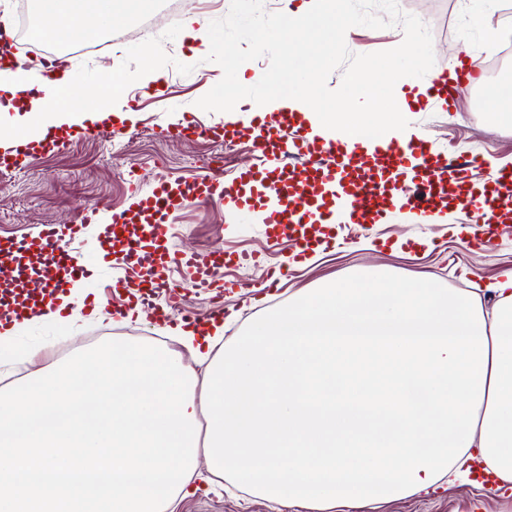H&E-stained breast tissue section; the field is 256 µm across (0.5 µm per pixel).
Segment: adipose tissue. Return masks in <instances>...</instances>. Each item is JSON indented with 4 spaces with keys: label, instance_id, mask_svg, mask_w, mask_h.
<instances>
[{
    "label": "adipose tissue",
    "instance_id": "obj_1",
    "mask_svg": "<svg viewBox=\"0 0 512 512\" xmlns=\"http://www.w3.org/2000/svg\"><path fill=\"white\" fill-rule=\"evenodd\" d=\"M151 3L38 0V30L75 41ZM415 40L405 32L397 55L343 85L342 101L379 93L374 112L325 101L316 61L300 55L291 57L288 74L273 68L258 84L225 81L208 102L226 121L247 124L255 113L242 101L258 93L262 114L299 113L313 134L405 143L417 133L403 120L420 87L403 74ZM111 82L108 72L85 86L68 69L47 77L0 67V124L10 139L37 141L64 126L133 120L113 112L104 92ZM21 86L29 92L22 104ZM487 298L492 307H484ZM170 332L203 366L205 380L194 400L207 416L204 463L182 497L213 475L305 512H364L447 489L475 470L483 473L477 487L484 496L512 489V272L480 295L370 266L264 316L229 350L220 319L205 330L179 322Z\"/></svg>",
    "mask_w": 512,
    "mask_h": 512
}]
</instances>
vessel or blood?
Segmentation results:
<instances>
[{
	"instance_id": "vessel-or-blood-1",
	"label": "vessel or blood",
	"mask_w": 512,
	"mask_h": 512,
	"mask_svg": "<svg viewBox=\"0 0 512 512\" xmlns=\"http://www.w3.org/2000/svg\"><path fill=\"white\" fill-rule=\"evenodd\" d=\"M450 94L447 76H440L410 101L409 108L426 109L435 97ZM173 134L245 139L251 141L259 161L231 179L219 171L183 181L159 178L150 192L132 189V203L113 214L108 225L114 235L113 260L133 258L150 273V284H134L137 303L147 309L152 308L157 290L164 288L177 296L189 285L209 287L213 272L233 262V254L221 249L186 260L164 249L172 216L216 196L238 211H261L277 236L292 240L302 253L318 245L322 225L337 218L364 226L382 223L398 209L426 213L448 207L468 210L482 224L512 222L511 169L493 174L483 186H470L463 163L436 153L425 136L405 145L393 141L371 149L361 142L310 136L288 113L260 118L248 127L204 129L189 121L175 126ZM59 142L54 136L37 145L1 150L0 167L20 168L32 154L53 149ZM182 263L195 270L187 284L168 276L171 266ZM86 272L56 225H42L33 237L0 239V320L12 318L34 301H49Z\"/></svg>"
}]
</instances>
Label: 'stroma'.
<instances>
[{
  "instance_id": "stroma-1",
  "label": "stroma",
  "mask_w": 512,
  "mask_h": 512,
  "mask_svg": "<svg viewBox=\"0 0 512 512\" xmlns=\"http://www.w3.org/2000/svg\"><path fill=\"white\" fill-rule=\"evenodd\" d=\"M402 12L419 17L429 28L435 54V68L448 69L463 61H479L484 53L477 31L469 25L468 0H398ZM230 0H218L212 7L203 0H154L145 12L128 15L108 36H94L93 52L75 47L55 56L56 66L71 69L77 81L92 85L103 70L112 73L139 71L152 61L167 73L151 86L132 82L120 86L112 101L118 110H133L135 120L127 124L124 152L111 153V135L63 140L59 148L34 155L28 166L0 171V237L35 234L43 224H70L85 207L102 213L121 211L128 203L127 177L139 187L150 188L161 177L191 179L211 171V157L218 141L199 137L184 140L171 137L170 126L193 117L200 125H221L223 113L206 107L214 85L223 83L226 72L212 56L194 51L181 37L185 18L201 23L225 17ZM492 82L480 75L477 88L461 89L450 112L430 108L411 112L407 121L425 133L436 152L474 150L485 157L512 160V126L489 129L486 103L492 97ZM469 218L449 210L444 224H421L415 216L396 212L392 223L371 228L345 226L340 244L328 245L317 258L303 267H293L282 278L271 301L252 306L266 284V272L290 253L288 242L269 248L271 232L261 220L240 217L229 221L224 198L192 206L174 217L169 250L199 257L216 246L235 253L237 263L215 277L212 288L184 293L178 304L157 294L156 312L128 313L120 301L111 298L99 279H91V293L97 299L100 319L82 324L66 333L52 325L33 327L25 341L38 352L27 365H0V386H11L53 371L73 353L98 343L120 338L151 341L167 337L168 326L178 321L179 309L206 315L212 297L236 310V317L224 324V342L232 344L250 324L268 312L299 299L321 283L343 282L367 266H383L407 280L426 273L435 274L444 288L468 291L485 287L503 271L512 270V226L500 228L485 247H470L450 232L451 225L468 223ZM131 322H124V315ZM177 512H285L279 505L250 496L228 480L217 477L200 484L195 495L181 503ZM377 512H512V498L482 500L475 487L462 484L441 495L403 498L380 505Z\"/></svg>"
}]
</instances>
